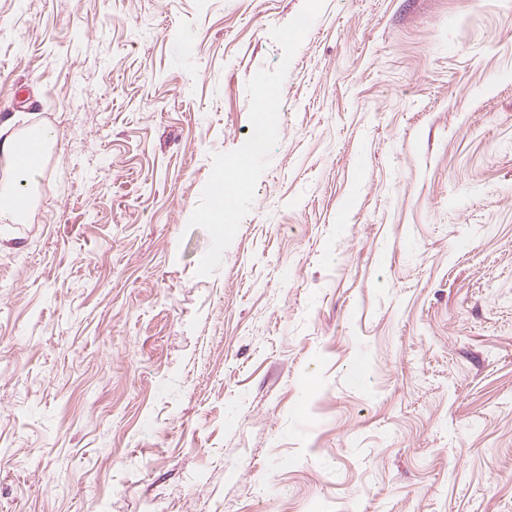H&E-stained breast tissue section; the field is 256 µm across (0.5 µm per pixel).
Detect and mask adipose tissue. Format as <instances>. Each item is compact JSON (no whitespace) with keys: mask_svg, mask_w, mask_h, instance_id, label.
Instances as JSON below:
<instances>
[{"mask_svg":"<svg viewBox=\"0 0 512 512\" xmlns=\"http://www.w3.org/2000/svg\"><path fill=\"white\" fill-rule=\"evenodd\" d=\"M18 116H10L0 123V171L7 173L9 182L0 185V222L4 224L23 223L27 212L20 205V198L15 191L18 181L32 182L34 172L20 169L17 155L25 134L18 126Z\"/></svg>","mask_w":512,"mask_h":512,"instance_id":"obj_1","label":"adipose tissue"}]
</instances>
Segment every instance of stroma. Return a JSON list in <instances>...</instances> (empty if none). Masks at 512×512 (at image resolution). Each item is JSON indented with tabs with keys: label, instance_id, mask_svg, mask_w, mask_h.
Listing matches in <instances>:
<instances>
[{
	"label": "stroma",
	"instance_id": "obj_1",
	"mask_svg": "<svg viewBox=\"0 0 512 512\" xmlns=\"http://www.w3.org/2000/svg\"><path fill=\"white\" fill-rule=\"evenodd\" d=\"M17 112L0 512H512V0H0ZM15 113L0 124V137L6 134L3 141L0 142V170L10 176V181L3 183L0 190V222L3 224H20L24 223L29 207L34 201L32 194L23 197L26 202L27 209L20 206V199L15 193V184L19 179L25 180L24 186L34 180L37 171L21 170L17 165V155L20 166L26 168L37 169L41 164L42 157L40 152L34 147L37 141L36 135H31L23 140V136L37 129L40 131L41 142L40 150L42 153L49 150L56 141V132L50 126L29 125L16 130V125L22 119ZM15 128V129H14ZM24 141L23 147L18 154L20 143Z\"/></svg>",
	"mask_w": 512,
	"mask_h": 512
}]
</instances>
